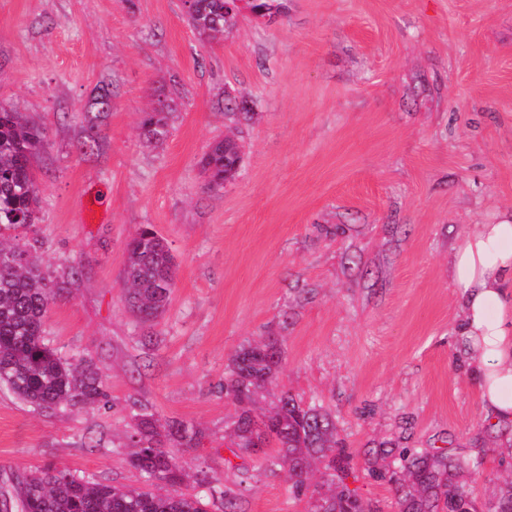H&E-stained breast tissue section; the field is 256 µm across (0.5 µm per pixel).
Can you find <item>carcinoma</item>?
Listing matches in <instances>:
<instances>
[{"mask_svg":"<svg viewBox=\"0 0 512 512\" xmlns=\"http://www.w3.org/2000/svg\"><path fill=\"white\" fill-rule=\"evenodd\" d=\"M252 12L267 15L285 9L280 0H247ZM186 15L194 30L206 40L224 37L235 25L237 13L224 14V0H193ZM169 112L155 109L141 123L145 138L164 141L169 134ZM44 142V135L29 125L23 115L0 107V384L21 401L43 411H71L110 407L109 386L91 359L67 360L46 343L45 323L56 291L54 281L31 253L34 244H19L7 231L36 223L39 188L30 167V157ZM242 162L239 144L223 138L210 144L201 165L208 188L220 189L234 177ZM176 269L167 240L153 227L145 226L126 247L123 282L126 301L142 323L163 315L175 284ZM281 352L271 339L241 346L224 369V397L237 406L230 445L253 451V435L264 431L268 449L263 457L266 472L282 473L293 493L309 488L311 462L336 452V427L316 405H305L283 391L271 411L256 412L260 393L273 385ZM205 433L183 422L165 423L153 415H132L129 435L130 464L139 470V460L165 467L171 463L186 477L168 442L186 448L201 445ZM418 486L401 490L406 512H434L437 500L425 493L445 486L443 477L453 465L420 455L411 461ZM453 467L461 469L464 463ZM148 485H107L77 478L67 471L47 466L16 474L8 489L0 492V505L12 512H76L81 502L86 512H206L205 503L165 481L163 473L140 470ZM352 495L342 489L315 499L310 512H347Z\"/></svg>","mask_w":512,"mask_h":512,"instance_id":"obj_1","label":"carcinoma"}]
</instances>
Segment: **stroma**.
Wrapping results in <instances>:
<instances>
[{
	"label": "stroma",
	"mask_w": 512,
	"mask_h": 512,
	"mask_svg": "<svg viewBox=\"0 0 512 512\" xmlns=\"http://www.w3.org/2000/svg\"><path fill=\"white\" fill-rule=\"evenodd\" d=\"M207 41L182 0H0V105L45 139L31 158L38 239L62 289L45 337L89 357L110 408L46 413L0 385V479L54 466L136 485L130 404L204 429L175 454L232 488L239 512H306L281 474L237 486L224 468L234 405L219 385L243 344L277 340L260 410L286 391L320 405L372 512H404V452L469 463L468 512L512 491V418L466 371L452 252L512 219V0H284ZM104 112L89 111L99 89ZM249 119L224 113V96ZM173 112L165 143L142 113ZM231 135L243 163L209 189L200 161ZM152 225L176 284L157 324L127 311L126 245Z\"/></svg>",
	"instance_id": "35a3bbf8"
}]
</instances>
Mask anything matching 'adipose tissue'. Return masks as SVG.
<instances>
[{
  "instance_id": "ef3b65f1",
  "label": "adipose tissue",
  "mask_w": 512,
  "mask_h": 512,
  "mask_svg": "<svg viewBox=\"0 0 512 512\" xmlns=\"http://www.w3.org/2000/svg\"><path fill=\"white\" fill-rule=\"evenodd\" d=\"M463 354L482 405L512 417V222L481 224L452 256Z\"/></svg>"
}]
</instances>
